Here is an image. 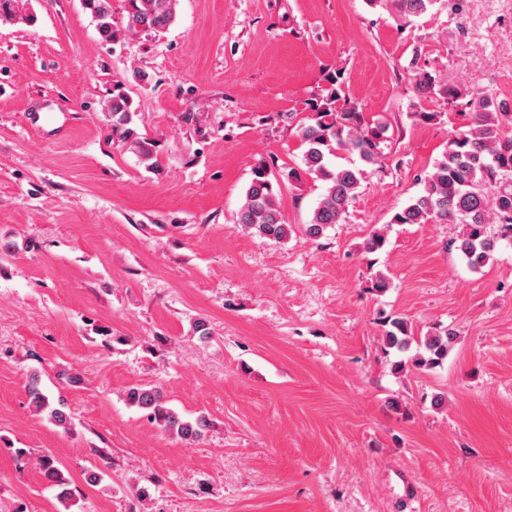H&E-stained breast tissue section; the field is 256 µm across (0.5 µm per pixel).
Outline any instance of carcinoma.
<instances>
[{
    "label": "carcinoma",
    "instance_id": "cac0c4a2",
    "mask_svg": "<svg viewBox=\"0 0 512 512\" xmlns=\"http://www.w3.org/2000/svg\"><path fill=\"white\" fill-rule=\"evenodd\" d=\"M125 2V16L118 27L112 22V0H81L83 9L96 22L102 41L114 43L128 34L166 31L176 20L180 0ZM385 2L407 20L427 13L437 0ZM324 81L325 93L309 103L310 123L298 127V136L305 145L301 165L278 175L265 162L252 169L237 223L259 238L281 242L291 233L278 203L281 180L299 182L310 177L323 182V192L304 227L307 237L318 238L343 220L367 169L382 167L387 123L379 118L367 120L362 106L346 96L342 70L327 72ZM414 90L420 99L439 92L451 106L465 100L468 122L466 129L448 140V147L436 159L432 171L420 179V193L393 215L391 223L458 225L459 231L449 240L448 247L457 251L470 269L479 271L492 258L499 240H512V103L478 86L466 92L454 85L442 88L428 71L415 73ZM105 116L112 138L136 154L147 168L156 167V146L138 132L137 108L119 84L112 91ZM340 151L356 156V160L348 166L331 165L330 157ZM383 323V350L395 355L391 370L396 374L442 365L458 339L448 327L434 328L417 338L402 316H387ZM28 393L35 411L47 414L55 426L69 430L71 414L62 400L54 403L43 392L39 375H32ZM127 400L143 410L151 422L182 439L197 440L209 428L203 416L184 420L166 407L162 392L154 386L129 388ZM41 465L59 488L60 501H69V480L54 460L45 455Z\"/></svg>",
    "mask_w": 512,
    "mask_h": 512
}]
</instances>
